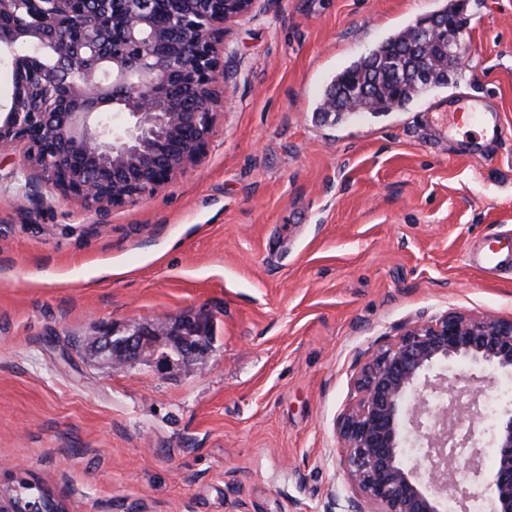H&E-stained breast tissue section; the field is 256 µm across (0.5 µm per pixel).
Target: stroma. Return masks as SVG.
Returning <instances> with one entry per match:
<instances>
[{"label": "stroma", "mask_w": 512, "mask_h": 512, "mask_svg": "<svg viewBox=\"0 0 512 512\" xmlns=\"http://www.w3.org/2000/svg\"><path fill=\"white\" fill-rule=\"evenodd\" d=\"M454 0H255L225 36L202 163L98 214L0 155V483L83 512H322L349 489L336 421L360 356L416 321L512 320V0H465L447 85L338 121L331 78ZM484 106L482 141L450 106ZM201 312L204 363L114 368L99 329Z\"/></svg>", "instance_id": "stroma-1"}]
</instances>
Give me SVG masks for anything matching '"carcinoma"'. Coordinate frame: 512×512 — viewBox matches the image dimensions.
<instances>
[{
    "label": "carcinoma",
    "mask_w": 512,
    "mask_h": 512,
    "mask_svg": "<svg viewBox=\"0 0 512 512\" xmlns=\"http://www.w3.org/2000/svg\"><path fill=\"white\" fill-rule=\"evenodd\" d=\"M415 36L413 24L338 72L324 92L319 111L383 112L390 89L405 105L425 92L424 85L446 84L458 59L459 45H444L423 56H413L406 46Z\"/></svg>",
    "instance_id": "carcinoma-1"
}]
</instances>
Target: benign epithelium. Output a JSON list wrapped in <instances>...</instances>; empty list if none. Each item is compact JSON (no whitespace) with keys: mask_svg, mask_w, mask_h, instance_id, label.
Wrapping results in <instances>:
<instances>
[{"mask_svg":"<svg viewBox=\"0 0 512 512\" xmlns=\"http://www.w3.org/2000/svg\"><path fill=\"white\" fill-rule=\"evenodd\" d=\"M42 18L0 30V55L26 88L0 104V152L23 150L29 180H42L85 210L107 212L146 201L205 158L223 107L226 24L255 0H42ZM177 17L165 25L158 6ZM429 42L452 44L461 12L416 21ZM44 50L48 63L16 53L20 43ZM209 321L190 313L156 328L135 322L99 331L97 343L115 365L146 356L156 368L176 360L170 348L203 358ZM466 362L512 373V320L449 312L409 325L371 354L354 379L358 399L338 422L352 495L331 492L324 512H442L454 502L469 512L489 490L491 512H512V406L484 430L482 389L457 385L434 368ZM495 448L485 466L487 446ZM454 447L459 452L445 453ZM424 449L410 461V448ZM0 512H70L48 488L36 503L16 484L0 486Z\"/></svg>","mask_w":512,"mask_h":512,"instance_id":"1","label":"benign epithelium"}]
</instances>
